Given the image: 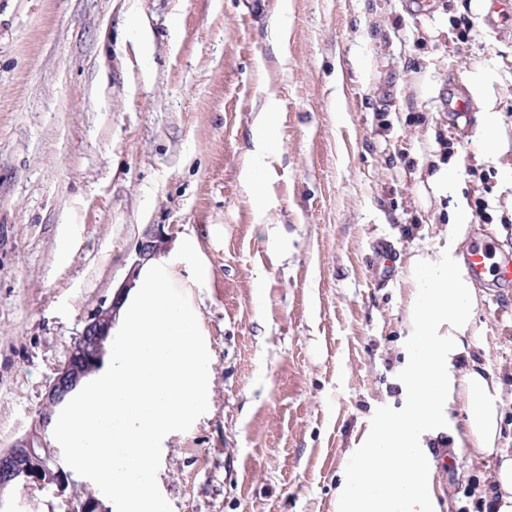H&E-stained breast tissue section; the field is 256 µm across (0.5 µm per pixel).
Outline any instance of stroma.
<instances>
[{
    "instance_id": "obj_1",
    "label": "stroma",
    "mask_w": 512,
    "mask_h": 512,
    "mask_svg": "<svg viewBox=\"0 0 512 512\" xmlns=\"http://www.w3.org/2000/svg\"><path fill=\"white\" fill-rule=\"evenodd\" d=\"M262 2L0 0V448L53 442L49 384L99 306L126 313L136 253L163 232L210 357L207 412L162 442L172 512H335L351 449L407 404L413 257L462 216L455 257L512 251V0ZM480 197L491 223L471 213ZM380 237L397 254L384 288ZM475 292L473 351L512 450V284ZM450 427L427 441L452 455L434 495L479 512L491 464L451 451L463 402ZM86 492L77 474L61 493L16 485L0 512H67ZM450 85L452 88L448 92V115H451L455 122H458L460 119L467 120L471 112L467 90L458 81H454Z\"/></svg>"
}]
</instances>
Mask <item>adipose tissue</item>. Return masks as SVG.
<instances>
[{"mask_svg": "<svg viewBox=\"0 0 512 512\" xmlns=\"http://www.w3.org/2000/svg\"><path fill=\"white\" fill-rule=\"evenodd\" d=\"M414 267L428 286L411 319L417 343L409 404L352 453L337 490L336 512H440L425 440L442 429V408L457 394L465 399L466 432L454 449L493 458L494 491L487 503L492 512H512V453L497 446L499 385L476 369L454 374L472 357L473 285L451 259L419 258Z\"/></svg>", "mask_w": 512, "mask_h": 512, "instance_id": "obj_1", "label": "adipose tissue"}]
</instances>
